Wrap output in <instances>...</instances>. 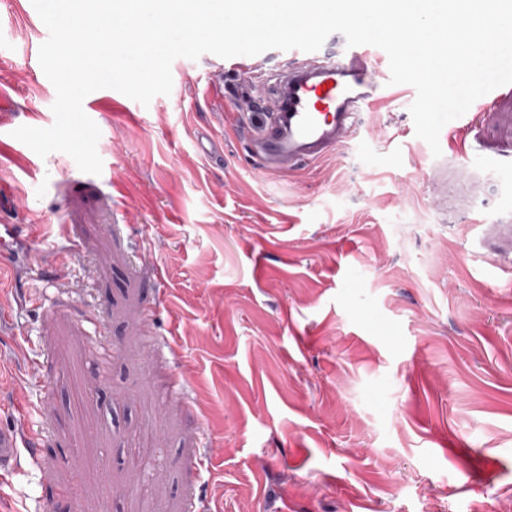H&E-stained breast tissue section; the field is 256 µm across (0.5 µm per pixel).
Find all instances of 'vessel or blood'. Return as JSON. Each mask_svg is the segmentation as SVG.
<instances>
[{"label":"vessel or blood","mask_w":512,"mask_h":512,"mask_svg":"<svg viewBox=\"0 0 512 512\" xmlns=\"http://www.w3.org/2000/svg\"><path fill=\"white\" fill-rule=\"evenodd\" d=\"M415 95L411 88L397 92L365 46L348 47L331 57L305 53L278 73L262 129L250 140L251 150L262 170L270 173L322 160L356 137L360 113ZM24 438L22 430H0V479L15 468Z\"/></svg>","instance_id":"1"}]
</instances>
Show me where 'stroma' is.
<instances>
[{"label":"stroma","instance_id":"1","mask_svg":"<svg viewBox=\"0 0 512 512\" xmlns=\"http://www.w3.org/2000/svg\"><path fill=\"white\" fill-rule=\"evenodd\" d=\"M24 2L0 0V405L33 445L0 512H512V84L440 156L405 100L268 174L248 139L292 51L179 58L149 105L84 99L96 176L13 136L56 100Z\"/></svg>","mask_w":512,"mask_h":512}]
</instances>
